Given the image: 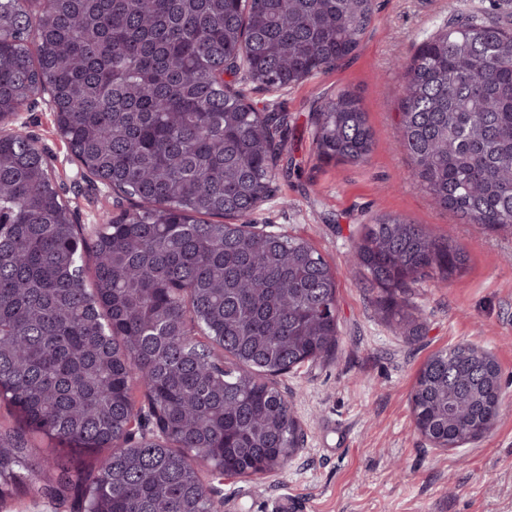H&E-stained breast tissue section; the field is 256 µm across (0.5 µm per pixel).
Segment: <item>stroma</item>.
<instances>
[{"label":"stroma","instance_id":"obj_1","mask_svg":"<svg viewBox=\"0 0 512 512\" xmlns=\"http://www.w3.org/2000/svg\"><path fill=\"white\" fill-rule=\"evenodd\" d=\"M469 12L512 23V0H374L368 33L334 70L278 93L240 74L225 79L258 111L284 119L278 175L252 219L258 228L305 238L334 265L339 341L331 360L274 379L305 434L288 468L250 478L200 469L220 512H277L283 504L290 512H512V228L490 232L436 207L397 142L398 63ZM344 88L360 96L375 134L360 166L320 161L312 147L314 108ZM48 99L36 96L16 124L50 155L75 223L130 209L131 200L110 193L73 159ZM378 214L424 225L470 257L462 277L413 290L423 311L416 343L403 341L381 319L363 273L352 264L354 239ZM457 343L494 356L503 403L485 437L444 450L416 430L411 393L427 357Z\"/></svg>","mask_w":512,"mask_h":512}]
</instances>
